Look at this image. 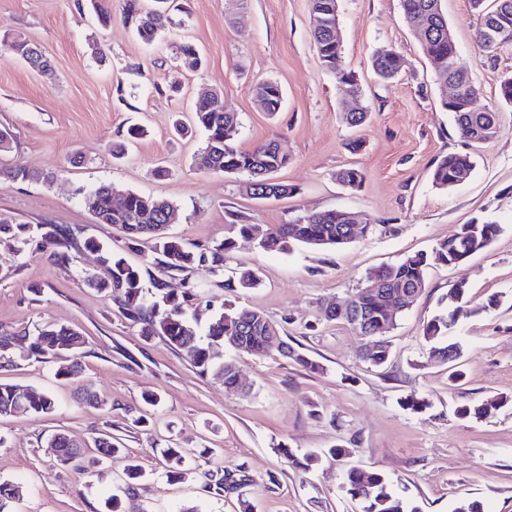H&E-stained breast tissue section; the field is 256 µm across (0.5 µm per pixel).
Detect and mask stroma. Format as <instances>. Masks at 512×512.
Returning <instances> with one entry per match:
<instances>
[{
    "mask_svg": "<svg viewBox=\"0 0 512 512\" xmlns=\"http://www.w3.org/2000/svg\"><path fill=\"white\" fill-rule=\"evenodd\" d=\"M124 6L112 0L103 27L78 0H0V129L13 137L0 165L52 177L0 179V219L79 228L154 276L149 246L96 223L87 198L106 183L167 199L177 209L171 234L203 248L233 238L225 268L251 269L261 279L258 288L230 290L220 274H170V288L197 287L200 324L229 306L260 310L321 369L309 372L275 352L233 356L224 349L221 357H233L244 386L225 390L163 338L140 336L108 297L86 285L98 270L95 253L65 265L45 253H18L0 237V334L47 323L78 329L83 381L110 405L102 411L73 402L74 383L56 375L69 355H38L21 343L9 349L0 382L56 401L50 414L0 417V482L22 488L12 512H106L132 462L149 475L137 512H359L343 488L351 467L382 472L420 512H455L469 498L481 499L485 512H512V106L498 96L512 72V46L488 56L475 40L479 20L470 0H442L458 63L479 89L476 108L500 112L498 137L475 149L441 108L439 78L404 23L400 0H339L343 64L361 88L355 100L321 65L309 0H172L165 32L149 44L125 21ZM16 39L36 45L52 75L11 52ZM187 42L204 58L198 70L180 62ZM381 50L406 61L388 82L371 68ZM266 80L284 92L273 116L251 95ZM213 90L239 116L240 149L273 140L287 154L277 178L294 195L255 199L243 177L196 170L201 137L177 138L172 124L189 119L192 103ZM354 107L368 113L358 127L344 119ZM133 125L146 136L125 158H113L112 143ZM465 152L475 156L470 179L433 185L436 161ZM349 164L365 174L359 188L336 180ZM330 209L363 212L372 225L336 248L285 252L262 251L233 231ZM480 223L501 231L466 262L430 268L416 303L385 333L391 355L382 367L360 359L362 339L350 325L322 319L328 304L364 287L370 271L431 252L461 225ZM461 282L471 311L449 330L462 356L446 364L429 355L423 331ZM152 392L161 402L148 409L143 397ZM413 396L425 400L421 411L406 409ZM489 398L501 404L492 415H459L460 406ZM101 431L120 437L123 449L94 473L60 466L46 453L53 433L84 443ZM168 440L194 454L185 478L161 475L152 449ZM337 446L343 457L331 456ZM309 452L318 456L309 469L288 460ZM225 475L237 479L236 488L212 489Z\"/></svg>",
    "mask_w": 512,
    "mask_h": 512,
    "instance_id": "stroma-1",
    "label": "stroma"
}]
</instances>
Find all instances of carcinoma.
<instances>
[{"label": "carcinoma", "instance_id": "cac0c4a2", "mask_svg": "<svg viewBox=\"0 0 512 512\" xmlns=\"http://www.w3.org/2000/svg\"><path fill=\"white\" fill-rule=\"evenodd\" d=\"M441 0H401L403 18L406 24L419 38L423 53L430 66L442 77L445 85L467 87L472 78L458 65L454 50L448 47V26L439 22L434 16V8ZM336 0H310L311 12L316 25L312 31L314 46L324 69L340 83L349 71L342 61V44L335 42V37L327 23L329 5ZM485 14L480 18L476 37L481 48L488 54L512 45V37L493 41L488 36V25L500 17L512 21V0H491L483 5ZM125 20L132 24L138 36L150 43L154 41L165 27V11L159 8L141 10L136 0H126ZM9 49L23 59L29 66L46 75L52 74V65L43 57L41 51L23 40H15ZM180 61L183 67L196 70L201 65V58L191 44L180 47ZM372 68L382 80L395 78L400 70V54L395 51H381L372 56ZM440 105L450 112L461 137L466 140L477 138L481 125L488 121H498V114L492 109L477 110L474 101L464 97L459 101H448L442 95ZM237 113L229 109L224 100L218 96L198 98L192 109V128L204 135V144L195 156L198 169L208 173L245 174L249 181L255 183V199L265 198L266 192L274 197H286L293 193L292 187L276 182L269 183L274 175L288 164V158L278 152V144L268 141L250 151H242L229 138L238 131ZM474 167L469 154H448L441 158L432 170V182L441 189L452 186L459 176ZM13 182H26L42 179L48 182L52 176L43 177L16 164L0 168V178ZM336 179L349 188L359 187L364 179L363 172L354 166L340 169ZM114 186L102 184L91 192L88 206L96 220L103 224H112L136 242L140 239L150 240L151 252L161 275L153 279L152 287L143 283V274L139 267L130 264L124 257L112 252L92 238L83 242L84 248L97 254V262L102 271L89 279L98 291L105 293L112 302L123 311L130 322L140 327V333L146 338L164 337L172 346L189 356L197 371L224 383V388L235 392L238 387V372L231 360L216 361L214 347L222 345L231 348L229 337L236 336L241 341L244 352L254 356H265L276 350L291 358L311 372L319 370V365L309 358L295 352L284 340L283 330L263 312L250 308L236 309L229 313L218 311L211 318L205 331L201 332L190 320L194 314L195 292L187 288L179 293L169 288L163 275L171 272H183L204 268L216 273L224 268V252L230 249L232 241L211 249H203L191 242L176 238L166 231L158 230V225L168 224L175 214V206L165 199L128 190L123 202H113ZM349 221L341 210H325L308 213L291 224H280L274 228L263 229L258 224H238L236 229L242 236L259 235V246L265 251H284L292 243H301L314 248L336 246L350 242L346 237ZM498 224H464L460 232L448 238L433 249L434 260L450 265H457L468 257L487 249L499 235ZM0 235L19 240L25 246H32V251L47 253L60 262L72 260L69 248L77 242L75 230L60 224H43L39 237L28 236L24 224L0 223ZM430 265L426 254L409 256L404 260L379 267L367 276V286L360 289L356 296L361 304L363 317L367 319L372 331L381 325H387L402 315L399 310L385 315L379 309L380 300L385 297L395 298L401 303L409 292H419L425 287L426 270ZM258 279L254 272L245 271L236 280H225L226 288H253ZM467 288L461 282L452 291V299L458 303L451 314L442 313L435 316L424 329V340L429 345L430 353L446 363L457 361L461 352L458 346L446 340L448 318L463 310L462 302ZM280 333L279 340L271 338V331ZM29 341L33 352L57 351L72 355L69 364L58 370V376L66 379H78L82 372L79 361L80 350L84 340L77 330L65 325H48L30 336H0V352H5L15 341ZM375 346L362 359L373 366L384 364L389 357V344L380 336H374ZM499 403L487 399L476 406L464 405L460 413L464 416L474 414L487 416L497 410ZM55 408V401L48 394H37L16 385L0 382V416L24 414H48ZM47 447L57 449V463L73 467L85 473L93 472L99 462L111 458L119 452L117 439L110 434H103L94 441V454H87L67 435L56 434ZM166 461L167 479H180L185 475V462L189 451L171 445L159 449ZM126 487L124 496H138L140 482L144 478L141 465L133 463L125 469ZM344 487L351 498L363 504L362 512H418V507L410 506L398 497L388 485L385 475L378 471L363 470L352 467L345 472ZM22 493L21 487L9 482H0V512H11V504ZM122 496V497H124ZM122 497L112 495L108 500V512H126Z\"/></svg>", "mask_w": 512, "mask_h": 512}]
</instances>
